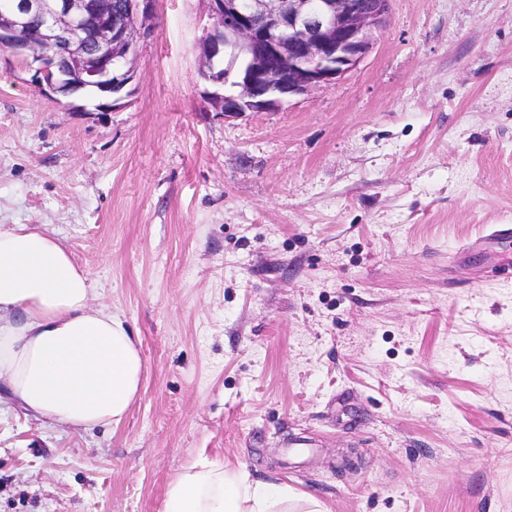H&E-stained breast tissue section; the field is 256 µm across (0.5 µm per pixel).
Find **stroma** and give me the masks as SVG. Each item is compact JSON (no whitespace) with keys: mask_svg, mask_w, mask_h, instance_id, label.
<instances>
[{"mask_svg":"<svg viewBox=\"0 0 512 512\" xmlns=\"http://www.w3.org/2000/svg\"><path fill=\"white\" fill-rule=\"evenodd\" d=\"M203 0H158L122 105L0 49V224H39L137 337L123 422L0 393V512H163L189 461L326 512H512V0H392L271 112L208 101ZM306 443L305 452L292 449Z\"/></svg>","mask_w":512,"mask_h":512,"instance_id":"stroma-1","label":"stroma"}]
</instances>
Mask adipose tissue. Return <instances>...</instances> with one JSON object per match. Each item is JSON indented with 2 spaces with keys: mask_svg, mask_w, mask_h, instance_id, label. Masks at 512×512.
Masks as SVG:
<instances>
[{
  "mask_svg": "<svg viewBox=\"0 0 512 512\" xmlns=\"http://www.w3.org/2000/svg\"><path fill=\"white\" fill-rule=\"evenodd\" d=\"M94 280L37 224H0V385L36 417L119 425L143 363L123 319L92 305ZM287 485L244 465L197 459L168 486L163 512H288Z\"/></svg>",
  "mask_w": 512,
  "mask_h": 512,
  "instance_id": "obj_1",
  "label": "adipose tissue"
}]
</instances>
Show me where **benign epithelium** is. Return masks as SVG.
I'll return each instance as SVG.
<instances>
[{
    "label": "benign epithelium",
    "instance_id": "benign-epithelium-1",
    "mask_svg": "<svg viewBox=\"0 0 512 512\" xmlns=\"http://www.w3.org/2000/svg\"><path fill=\"white\" fill-rule=\"evenodd\" d=\"M213 25L199 43L209 103L226 117L264 112L336 85L359 65L382 29L391 0H205ZM156 0H128L125 17L101 0H15L0 11V48L21 59L42 88L68 99L87 85L112 105L136 78L140 42L153 32ZM41 25L32 28L29 17ZM65 49H54L60 39ZM51 46L32 52V43ZM247 55L245 69L218 75L209 62Z\"/></svg>",
    "mask_w": 512,
    "mask_h": 512
}]
</instances>
